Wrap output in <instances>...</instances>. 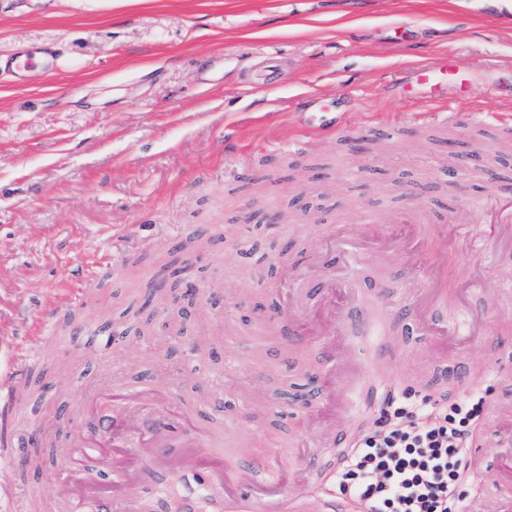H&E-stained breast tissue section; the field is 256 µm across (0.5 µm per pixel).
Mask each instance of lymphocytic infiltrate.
<instances>
[{"mask_svg":"<svg viewBox=\"0 0 512 512\" xmlns=\"http://www.w3.org/2000/svg\"><path fill=\"white\" fill-rule=\"evenodd\" d=\"M481 398L469 395L431 414L427 397H387L327 487L364 512H467L462 476L470 465Z\"/></svg>","mask_w":512,"mask_h":512,"instance_id":"1","label":"lymphocytic infiltrate"}]
</instances>
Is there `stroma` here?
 Masks as SVG:
<instances>
[{"label": "stroma", "mask_w": 512, "mask_h": 512, "mask_svg": "<svg viewBox=\"0 0 512 512\" xmlns=\"http://www.w3.org/2000/svg\"><path fill=\"white\" fill-rule=\"evenodd\" d=\"M19 55L33 63L24 76L0 70V373L20 350L47 361L49 391L23 406L30 425L63 443L80 393L149 383L225 439L251 433L253 453L294 482L308 466L299 441L337 424L326 367L347 334L365 385L497 403L472 480L512 498V402L496 375L512 370V304L491 299L512 280V238L483 204L512 196V165L495 162L512 133L428 122L425 93L404 101L391 87L398 70L445 55L458 67L455 111L512 114L502 0H0V60ZM296 138L304 148L282 149ZM453 141L467 146L454 196ZM407 205L436 222L419 250L441 273L438 318L471 311L481 335L427 343L400 301L415 267L371 253L354 285L366 305L388 297L386 336L363 335L341 305L328 318L311 291L280 318L288 352L252 344L256 318L282 300V258L299 259L339 219ZM268 213L280 223H260ZM488 251L489 272L474 263ZM103 263L114 274L86 287L83 271ZM185 266L196 296L174 289L166 309L144 312L155 279ZM74 288L85 301L56 315L63 343L37 342ZM88 321L118 328L110 346L84 351ZM179 465L132 488L143 512H184L188 488L170 478ZM63 472L51 455L0 512L51 499Z\"/></svg>", "instance_id": "stroma-1"}]
</instances>
